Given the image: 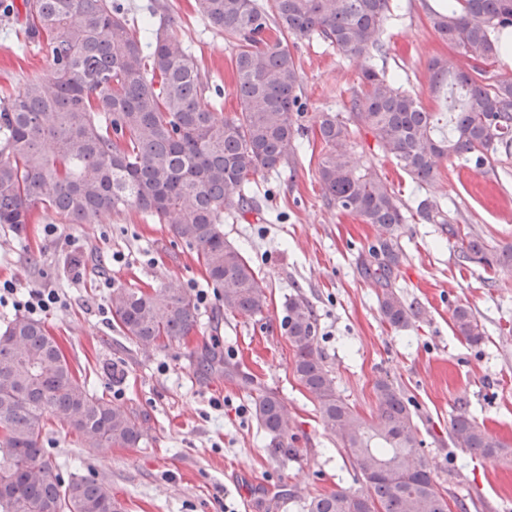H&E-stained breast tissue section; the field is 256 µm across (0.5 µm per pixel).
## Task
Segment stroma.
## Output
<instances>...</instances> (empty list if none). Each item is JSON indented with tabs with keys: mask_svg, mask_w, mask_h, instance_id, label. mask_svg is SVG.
<instances>
[{
	"mask_svg": "<svg viewBox=\"0 0 512 512\" xmlns=\"http://www.w3.org/2000/svg\"><path fill=\"white\" fill-rule=\"evenodd\" d=\"M121 2L137 20L148 5L167 6L174 33L221 86L223 114L234 115L236 48L203 22L195 0ZM396 2L398 15L372 63L437 109L429 64L453 55L428 22L438 0ZM19 34L15 20L0 15V88L53 75L46 49L34 41L19 47ZM288 48L306 104L297 154L280 172L252 176L260 211L224 213L225 237L251 259L266 291L261 313L226 312L195 250L168 225L136 211L105 214L94 224H61L39 211L23 236L0 226V282L58 289L63 306L41 322L77 377L146 419L147 435L136 448H85L68 428L50 424L44 451L67 462L68 474L110 485L126 512H305L317 495L365 491L294 371L283 319L288 297L299 293L318 317L317 347L337 395L369 419L377 407L375 382L394 384L417 413L420 454L451 512H512V274L460 265L447 227L410 216L399 231L404 258L393 282L416 316L398 330L386 323L379 290L362 263L369 246L387 233L327 205L317 175L323 145L312 133L317 113L343 112L361 84V66L316 38L289 39ZM351 129L355 161L373 165L408 208L435 199L454 212L457 230L512 245V157L492 167L447 158L436 181L420 186L364 126ZM47 224L56 225L55 235L44 234ZM116 253L124 254L123 262L113 261ZM170 278L205 295L199 324L184 345L142 352L113 320L110 294ZM460 304L484 326V344L456 334L452 312ZM209 352L222 365L206 373L198 363ZM261 389L276 391L288 406L293 454H273L270 436L254 417ZM462 411L505 443L507 454L483 458L452 447L451 421Z\"/></svg>",
	"mask_w": 512,
	"mask_h": 512,
	"instance_id": "35a3bbf8",
	"label": "stroma"
}]
</instances>
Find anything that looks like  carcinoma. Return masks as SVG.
Here are the masks:
<instances>
[{"mask_svg":"<svg viewBox=\"0 0 512 512\" xmlns=\"http://www.w3.org/2000/svg\"><path fill=\"white\" fill-rule=\"evenodd\" d=\"M203 20L235 42L234 88L240 112L221 117L202 103L209 76L191 49L156 11L139 25L114 0H21L6 12L24 14L27 39L46 45L54 77L0 89V224L22 235L37 210L67 224H94L128 209L169 225L197 251L224 310L252 315L266 294L251 261L224 237V210L258 209L250 177L277 171L297 150L302 76L286 38L318 36L361 62V90L348 110L377 147L418 184L439 175L440 160L473 158L491 166L512 156V78L483 83L484 66L508 48L512 0H443L429 9L435 34L467 62L430 64L431 91L447 112L426 109L419 96L377 71L372 54L396 16L394 0H197ZM315 130L324 144L318 179L326 202L378 224L390 237L372 248L365 270L381 288L378 302L394 328L415 312L393 289L403 258L399 228L405 205L371 168L351 160V131L338 112H320ZM416 214L429 224L456 218L423 199ZM462 265L512 271V246L496 247L471 233L457 240ZM112 316L143 351L179 345L198 323V306L173 279L156 288H115ZM457 335L485 338L472 309L452 313ZM284 328L295 372L315 402L367 492L339 490L313 497L307 512H448V500L419 454L410 403L392 383L374 389L376 414L363 418L336 395L335 380L317 349L318 319L310 303L288 298ZM255 418L272 438L273 453L290 452V415L274 391H261ZM59 423L86 448H136L144 422L127 406L98 396L79 381L58 341L38 321L15 317L0 329V512H125L112 488L91 478L64 480L61 465L42 449V432ZM453 447L498 457L501 442L465 412L452 420Z\"/></svg>","mask_w":512,"mask_h":512,"instance_id":"1","label":"carcinoma"}]
</instances>
